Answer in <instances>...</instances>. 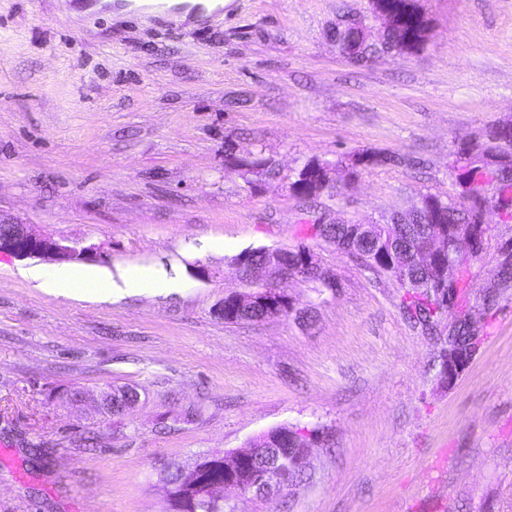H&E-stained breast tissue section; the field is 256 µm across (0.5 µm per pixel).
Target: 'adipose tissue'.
<instances>
[{
    "label": "adipose tissue",
    "mask_w": 512,
    "mask_h": 512,
    "mask_svg": "<svg viewBox=\"0 0 512 512\" xmlns=\"http://www.w3.org/2000/svg\"><path fill=\"white\" fill-rule=\"evenodd\" d=\"M21 275L46 293L64 296L89 294L108 298L133 291L172 290L178 286L164 267L156 265H133L112 277L89 268L48 266L25 268Z\"/></svg>",
    "instance_id": "1"
}]
</instances>
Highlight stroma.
Wrapping results in <instances>:
<instances>
[{
    "mask_svg": "<svg viewBox=\"0 0 512 512\" xmlns=\"http://www.w3.org/2000/svg\"><path fill=\"white\" fill-rule=\"evenodd\" d=\"M420 7L422 51L358 67L330 31L351 14L380 34L370 0H233L223 20L168 33L111 4L83 21L60 0H0V212L95 247L103 274L155 264L180 283L67 298L18 275L39 258L0 253V512H164L166 469L283 425L318 433L304 482L230 493L237 512H512V289L451 385L402 289L310 231L456 197L458 144L512 123V0ZM364 150L424 167L352 173ZM315 158L338 167L312 208L290 184ZM486 222L475 308L512 241L497 210ZM302 244L338 292L296 279L294 313L218 316L245 288L233 256ZM121 387L138 401L101 414Z\"/></svg>",
    "mask_w": 512,
    "mask_h": 512,
    "instance_id": "35a3bbf8",
    "label": "stroma"
}]
</instances>
